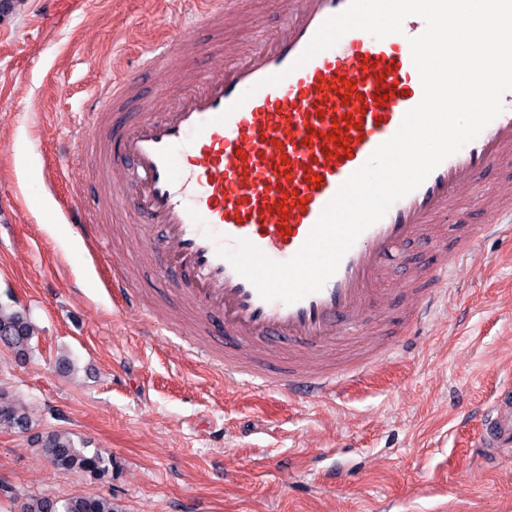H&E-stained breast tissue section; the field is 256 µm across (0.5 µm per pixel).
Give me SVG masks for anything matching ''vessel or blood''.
<instances>
[{"mask_svg":"<svg viewBox=\"0 0 512 512\" xmlns=\"http://www.w3.org/2000/svg\"><path fill=\"white\" fill-rule=\"evenodd\" d=\"M190 2L193 27L222 24L223 0ZM278 4L286 22L274 36L219 74L200 70L189 86L155 87V103L142 100L133 73L109 72L89 109L93 135L78 138L74 158L95 167L105 212L139 224L185 306L207 321L220 317L223 354L196 341L193 355L216 365L225 382L247 378L317 400L341 394L396 351L393 341L362 352L354 346L384 319L378 286L392 279L407 244L430 252L401 281L410 302L401 333L412 336L442 302L449 269L483 237L512 230V90L496 119L358 236L322 290L293 304L264 300L218 246L245 240L270 260L293 258L341 185L423 95L409 44L424 32L422 18H406L402 34L382 39L349 31L301 65L318 28L349 0ZM191 47L185 35H162L143 49V64L165 68ZM280 72L281 83L267 84ZM379 89L389 94L380 104ZM221 114L226 122H218ZM336 127L348 146L326 141ZM489 171L507 192L470 203L468 192ZM474 206L482 223L466 219ZM481 420L475 453L491 470L512 447V390L503 389Z\"/></svg>","mask_w":512,"mask_h":512,"instance_id":"vessel-or-blood-1","label":"vessel or blood"}]
</instances>
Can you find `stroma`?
<instances>
[{
    "mask_svg": "<svg viewBox=\"0 0 512 512\" xmlns=\"http://www.w3.org/2000/svg\"><path fill=\"white\" fill-rule=\"evenodd\" d=\"M284 22L273 0H229L219 45L142 71L141 51L190 32L176 0H18L0 17V305L37 336L20 357L0 345V390L34 413L0 430V512L31 496L111 498L119 512H512V451L486 471L473 453L479 407L512 384V234L484 239L448 274L451 305L392 358L335 399L225 386L184 361L171 335L179 300L128 219L97 215L93 167L67 160L88 132L101 67L138 73L143 91L223 70ZM96 215L88 238L60 218ZM135 303L113 299L112 254ZM70 362L59 369L58 357ZM112 456L92 481L39 450L47 432ZM339 466V484L325 474Z\"/></svg>",
    "mask_w": 512,
    "mask_h": 512,
    "instance_id": "obj_1",
    "label": "stroma"
}]
</instances>
